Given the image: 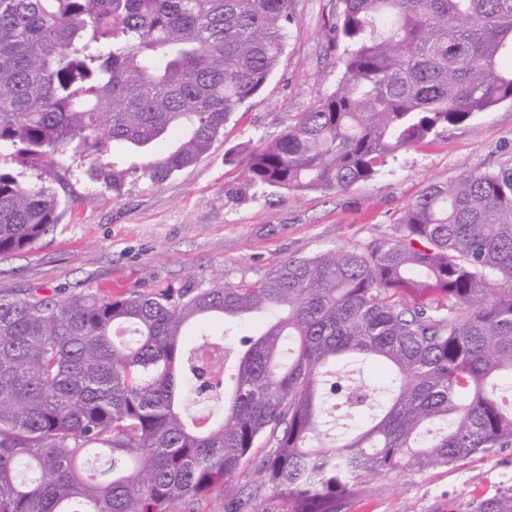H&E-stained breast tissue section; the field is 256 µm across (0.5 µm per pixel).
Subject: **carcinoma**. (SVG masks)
<instances>
[{"mask_svg":"<svg viewBox=\"0 0 512 512\" xmlns=\"http://www.w3.org/2000/svg\"><path fill=\"white\" fill-rule=\"evenodd\" d=\"M336 88L229 149L256 188L341 192L512 102V0H341ZM292 0H0V253L61 199L20 180L78 156L119 197L193 165L284 54ZM388 374L341 393L336 361ZM512 165L432 182L367 250L291 256L251 283L108 299L0 296V512L232 502L262 438L276 508L342 512L361 475L512 448ZM471 512H512V487Z\"/></svg>","mask_w":512,"mask_h":512,"instance_id":"cac0c4a2","label":"carcinoma"}]
</instances>
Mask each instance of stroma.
<instances>
[{"mask_svg":"<svg viewBox=\"0 0 512 512\" xmlns=\"http://www.w3.org/2000/svg\"><path fill=\"white\" fill-rule=\"evenodd\" d=\"M340 0H293L287 48L262 94L224 128L209 154L160 184L139 180L120 197L91 185L80 159L26 170L54 188L61 217L31 249L0 254V295L57 289L116 297L158 288H206L263 277L291 256L388 239L403 207L425 185L512 162V103L396 155L370 180L338 193H286L248 183L225 152L252 136L275 138L341 76L343 43H332ZM266 447L233 476L243 512L269 505L259 472ZM512 486V448L453 466L361 478L342 512H470L478 498Z\"/></svg>","mask_w":512,"mask_h":512,"instance_id":"1","label":"stroma"}]
</instances>
